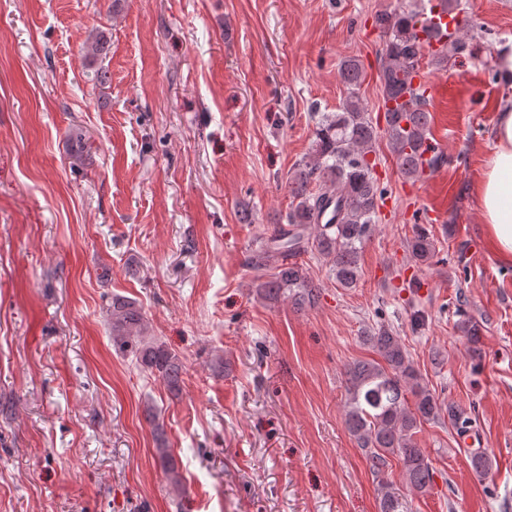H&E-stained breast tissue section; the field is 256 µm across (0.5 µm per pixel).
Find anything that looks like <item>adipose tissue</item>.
I'll list each match as a JSON object with an SVG mask.
<instances>
[{
    "instance_id": "ef3b65f1",
    "label": "adipose tissue",
    "mask_w": 512,
    "mask_h": 512,
    "mask_svg": "<svg viewBox=\"0 0 512 512\" xmlns=\"http://www.w3.org/2000/svg\"><path fill=\"white\" fill-rule=\"evenodd\" d=\"M475 195L496 255L512 262V100L497 110L494 148Z\"/></svg>"
}]
</instances>
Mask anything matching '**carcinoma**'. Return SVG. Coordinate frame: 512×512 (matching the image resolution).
<instances>
[{
    "mask_svg": "<svg viewBox=\"0 0 512 512\" xmlns=\"http://www.w3.org/2000/svg\"><path fill=\"white\" fill-rule=\"evenodd\" d=\"M438 8L453 14L462 11L460 0H427L417 9L385 11L374 17L385 37L381 54L385 131L399 171L408 179L420 177L419 154L430 149L431 141L426 98L414 89L422 57L426 55L432 64L445 68L448 59L474 53L475 36L462 29L445 52L431 50L430 41L439 37L432 23V11ZM339 76L347 96L336 111L317 113L313 154L289 181L293 205L285 216L286 224L249 261L253 270L268 272V279L257 285L259 294L283 297L299 308L315 306L319 295L294 258L314 251L329 263L338 286L356 287L361 278L360 250L372 236L384 202L372 159L377 126L358 93L365 81L362 64L354 57L343 60ZM407 246L418 263L434 257L433 239L419 224ZM106 320L114 351L134 360L170 394L178 395L183 361L150 334V323L139 304L114 296L106 308ZM457 327L468 341L470 356L482 358L477 322L464 318ZM362 339L377 358L355 361L346 371L349 399L345 426L374 469L384 467L394 455L410 488L424 494L431 486L432 466L416 434L424 424L442 419V404L391 329L384 325L369 328ZM146 413L156 431L155 451L167 481L179 489L181 472L165 445L157 412L149 406ZM448 425L459 436L472 431L470 418L452 404L448 405ZM470 462L479 477L486 476L492 466L483 448L471 450ZM379 508L380 512H404L399 492L388 484L382 487Z\"/></svg>",
    "mask_w": 512,
    "mask_h": 512,
    "instance_id": "carcinoma-1",
    "label": "carcinoma"
}]
</instances>
